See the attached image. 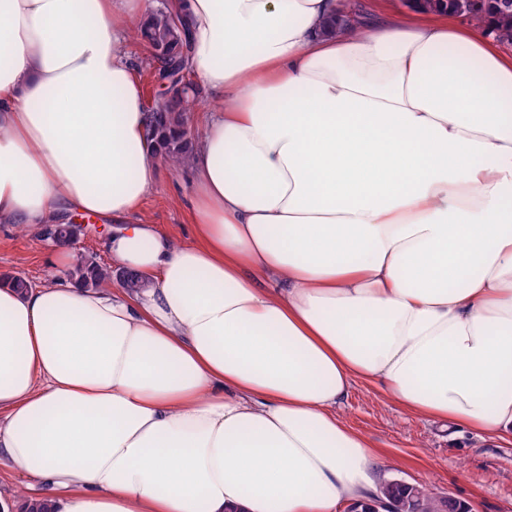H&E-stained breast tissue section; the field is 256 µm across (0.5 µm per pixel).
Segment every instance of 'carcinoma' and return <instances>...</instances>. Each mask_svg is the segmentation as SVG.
Masks as SVG:
<instances>
[{
  "mask_svg": "<svg viewBox=\"0 0 512 512\" xmlns=\"http://www.w3.org/2000/svg\"><path fill=\"white\" fill-rule=\"evenodd\" d=\"M413 6L428 11L453 8L461 11L457 0H415ZM469 17L476 21L491 20L488 32L504 45H512V8L486 10L483 0H472ZM137 39L148 49L151 59L159 61L155 71L159 79L169 84L163 99L151 111L153 150L173 165L189 158L194 134L188 128L185 114L192 109L196 93H189L179 87L177 76L186 68V51L189 43V24L184 13L168 0L163 8L148 15L140 24ZM72 275L87 286L95 288L120 286L134 290L146 282V276L122 270L116 272L110 266H101L82 261L74 268ZM415 500L414 512H441L460 508L464 503L457 499L438 500L429 488L406 481H394L381 485L376 499L382 501Z\"/></svg>",
  "mask_w": 512,
  "mask_h": 512,
  "instance_id": "cac0c4a2",
  "label": "carcinoma"
}]
</instances>
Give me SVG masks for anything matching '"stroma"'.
I'll list each match as a JSON object with an SVG mask.
<instances>
[{"label": "stroma", "mask_w": 512, "mask_h": 512, "mask_svg": "<svg viewBox=\"0 0 512 512\" xmlns=\"http://www.w3.org/2000/svg\"><path fill=\"white\" fill-rule=\"evenodd\" d=\"M192 195L189 165L175 168L160 163L137 217L179 241H191ZM65 221L99 228L96 234L80 237L74 263L110 264L104 243L115 220L75 213L66 215ZM54 251L39 226L0 222V271L23 277L36 287L70 281L71 265L52 264ZM340 412L347 425L370 439L387 459L384 478L452 495L469 504L472 512H512V438L494 440L464 427L448 431L439 421L407 411L380 388L360 382L344 397Z\"/></svg>", "instance_id": "1"}]
</instances>
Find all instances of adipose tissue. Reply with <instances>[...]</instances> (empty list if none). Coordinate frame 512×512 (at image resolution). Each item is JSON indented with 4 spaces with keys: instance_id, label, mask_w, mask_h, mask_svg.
Instances as JSON below:
<instances>
[{
    "instance_id": "ef3b65f1",
    "label": "adipose tissue",
    "mask_w": 512,
    "mask_h": 512,
    "mask_svg": "<svg viewBox=\"0 0 512 512\" xmlns=\"http://www.w3.org/2000/svg\"><path fill=\"white\" fill-rule=\"evenodd\" d=\"M222 105L192 242L131 64L154 0H0V219L121 220L143 288L0 274V459L54 512H338L386 464L355 381L512 434V53L455 12L332 32L337 0H182ZM192 195L189 164L175 168L162 162L136 218L155 224L181 242H190L193 237Z\"/></svg>"
}]
</instances>
